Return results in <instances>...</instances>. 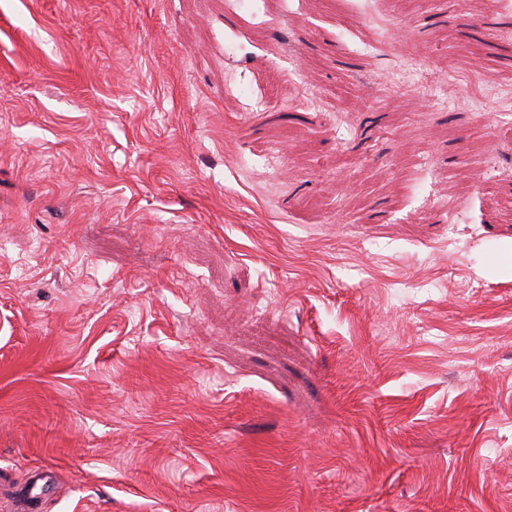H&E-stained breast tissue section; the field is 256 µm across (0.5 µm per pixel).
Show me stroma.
<instances>
[{"instance_id": "1", "label": "stroma", "mask_w": 512, "mask_h": 512, "mask_svg": "<svg viewBox=\"0 0 512 512\" xmlns=\"http://www.w3.org/2000/svg\"><path fill=\"white\" fill-rule=\"evenodd\" d=\"M496 2L0 0V485L512 512Z\"/></svg>"}]
</instances>
